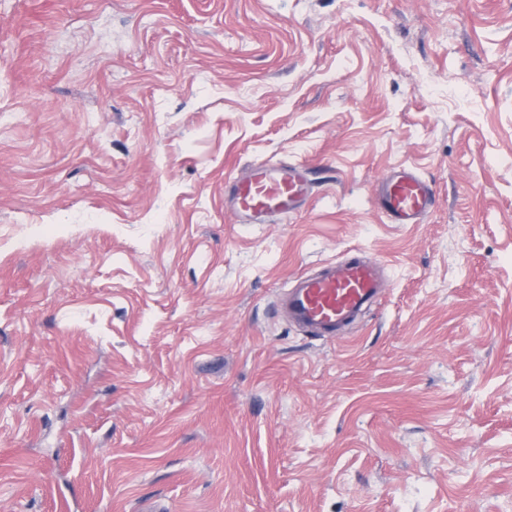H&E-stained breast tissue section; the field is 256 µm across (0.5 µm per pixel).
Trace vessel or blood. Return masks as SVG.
I'll use <instances>...</instances> for the list:
<instances>
[{
    "instance_id": "vessel-or-blood-1",
    "label": "vessel or blood",
    "mask_w": 512,
    "mask_h": 512,
    "mask_svg": "<svg viewBox=\"0 0 512 512\" xmlns=\"http://www.w3.org/2000/svg\"><path fill=\"white\" fill-rule=\"evenodd\" d=\"M227 202L254 221L288 217L311 195L305 162L252 163L246 175L228 180ZM435 201L430 182L409 167H399L380 184L376 203L391 224H419ZM385 287L380 264L352 250L341 261L323 262L318 271L296 277L279 297L289 322L313 336H335L355 324Z\"/></svg>"
}]
</instances>
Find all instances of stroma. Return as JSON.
<instances>
[{
  "mask_svg": "<svg viewBox=\"0 0 512 512\" xmlns=\"http://www.w3.org/2000/svg\"><path fill=\"white\" fill-rule=\"evenodd\" d=\"M306 160L288 219L228 178ZM436 190L420 224L386 172ZM353 249L382 299L276 305ZM512 512V0H0V512ZM434 201L431 183L409 167L395 168L376 193V203L388 224H420ZM350 251L339 262L325 261L313 274L296 277L279 297L288 321L312 336H336L355 324L385 288L380 264Z\"/></svg>",
  "mask_w": 512,
  "mask_h": 512,
  "instance_id": "35a3bbf8",
  "label": "stroma"
}]
</instances>
